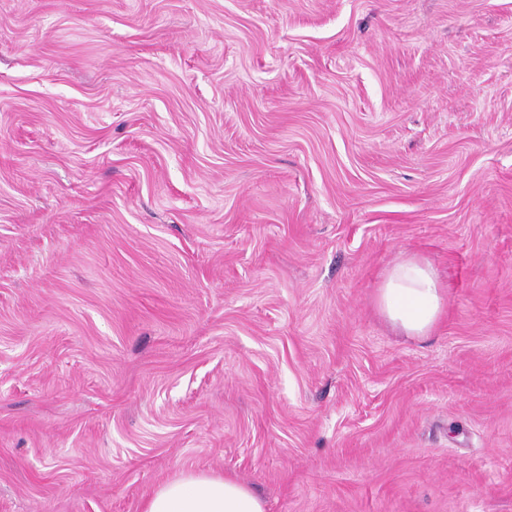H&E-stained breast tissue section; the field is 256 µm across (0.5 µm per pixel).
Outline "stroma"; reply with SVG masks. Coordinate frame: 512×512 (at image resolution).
I'll return each instance as SVG.
<instances>
[{
  "mask_svg": "<svg viewBox=\"0 0 512 512\" xmlns=\"http://www.w3.org/2000/svg\"><path fill=\"white\" fill-rule=\"evenodd\" d=\"M183 472L512 512V0H0V512ZM443 304L442 287L427 260L402 256L385 272L378 306L406 336H426L437 323Z\"/></svg>",
  "mask_w": 512,
  "mask_h": 512,
  "instance_id": "35a3bbf8",
  "label": "stroma"
}]
</instances>
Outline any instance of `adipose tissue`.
<instances>
[{
    "label": "adipose tissue",
    "instance_id": "ef3b65f1",
    "mask_svg": "<svg viewBox=\"0 0 512 512\" xmlns=\"http://www.w3.org/2000/svg\"><path fill=\"white\" fill-rule=\"evenodd\" d=\"M444 304L442 287L430 262L415 255L401 257L387 269L378 306L405 335H427ZM145 512H266L265 502L235 477L187 472L160 485Z\"/></svg>",
    "mask_w": 512,
    "mask_h": 512
}]
</instances>
